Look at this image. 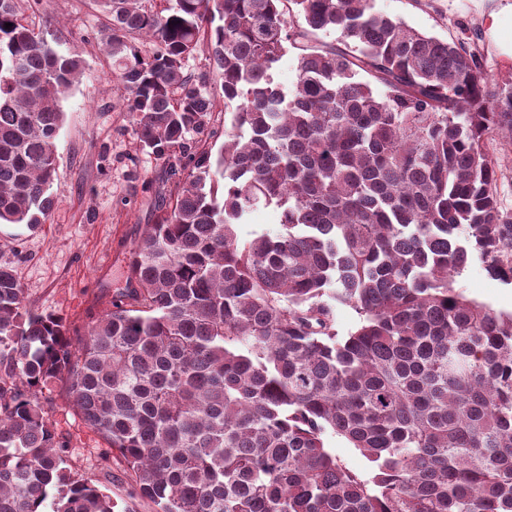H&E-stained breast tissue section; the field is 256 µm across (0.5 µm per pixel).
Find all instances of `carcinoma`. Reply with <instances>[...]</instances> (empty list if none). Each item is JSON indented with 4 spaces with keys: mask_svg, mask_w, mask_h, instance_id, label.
Wrapping results in <instances>:
<instances>
[{
    "mask_svg": "<svg viewBox=\"0 0 512 512\" xmlns=\"http://www.w3.org/2000/svg\"><path fill=\"white\" fill-rule=\"evenodd\" d=\"M38 2L0 0V224L29 229L85 70L28 22ZM97 2L163 197L83 324L29 307L0 262V512H116L55 430L57 385L155 512H512V313L455 288L475 259L512 284L490 151L512 85L492 87L478 32L442 40L374 0ZM260 204L280 230L240 239ZM338 304L359 316L345 336ZM325 441L330 452L336 455V459L347 469L363 477L370 475V466L366 458L357 448H353L345 438L328 431Z\"/></svg>",
    "mask_w": 512,
    "mask_h": 512,
    "instance_id": "carcinoma-1",
    "label": "carcinoma"
}]
</instances>
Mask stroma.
I'll use <instances>...</instances> for the list:
<instances>
[{
  "label": "stroma",
  "mask_w": 512,
  "mask_h": 512,
  "mask_svg": "<svg viewBox=\"0 0 512 512\" xmlns=\"http://www.w3.org/2000/svg\"><path fill=\"white\" fill-rule=\"evenodd\" d=\"M375 7L444 40L480 29L489 76L501 86L512 82V0H375ZM29 20L50 26L61 47L79 46L85 73L63 102L54 208L35 230L0 227V261L13 266L28 305L82 323L123 286L129 250L155 221L160 168L137 149L121 109L124 92L112 80L101 44L107 19L95 0H41ZM456 286L494 310L512 312V285L491 278L480 262H472ZM51 411L74 459L114 499L127 497L122 468L104 469V442L84 426L62 389H54Z\"/></svg>",
  "instance_id": "35a3bbf8"
}]
</instances>
